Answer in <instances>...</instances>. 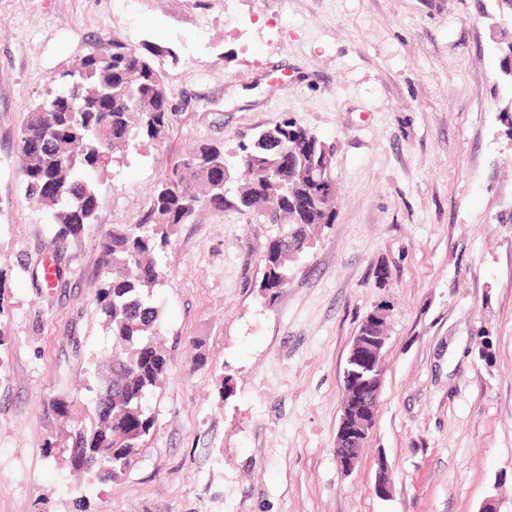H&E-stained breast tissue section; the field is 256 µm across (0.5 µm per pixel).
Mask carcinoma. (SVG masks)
Listing matches in <instances>:
<instances>
[{
    "label": "carcinoma",
    "instance_id": "cac0c4a2",
    "mask_svg": "<svg viewBox=\"0 0 512 512\" xmlns=\"http://www.w3.org/2000/svg\"><path fill=\"white\" fill-rule=\"evenodd\" d=\"M105 53L86 55L74 70L62 73V90L27 113L18 134V154L28 198L55 207V238L77 239L99 207L90 174L98 157L128 149L139 136L166 135L175 111L160 53L131 51L112 37ZM335 146L296 119L266 129L234 153L205 143L189 152L156 186L147 210L135 224H118L99 243L106 280L98 292L104 326L119 354L101 389L112 388V410L94 406L90 423L62 428L74 457L103 458L112 480L88 476L100 484H118L136 464L140 449L155 432L147 407L150 394L165 381L168 358L157 340L160 310L154 290L164 276L161 255L175 228L200 208L216 212L265 211L267 224L278 226L263 253L260 288L270 298L288 282V263L310 248L322 227L335 223L336 186L327 182ZM236 170L237 184L226 173ZM79 399L53 398L48 412L70 420Z\"/></svg>",
    "mask_w": 512,
    "mask_h": 512
}]
</instances>
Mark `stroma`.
I'll return each mask as SVG.
<instances>
[{
	"label": "stroma",
	"instance_id": "1",
	"mask_svg": "<svg viewBox=\"0 0 512 512\" xmlns=\"http://www.w3.org/2000/svg\"><path fill=\"white\" fill-rule=\"evenodd\" d=\"M116 35L161 49L176 111L167 138L93 174L95 219L62 243L25 195L18 132ZM505 36L498 0H0V512H512ZM291 116L336 146L335 223L273 298L259 284L275 225L207 209L180 225L155 290L169 358L155 433L119 485L74 484L66 457L43 455V408L84 396L112 354L99 239L193 148L230 152ZM48 262L60 281L44 282ZM381 303L380 409L346 475L343 373Z\"/></svg>",
	"mask_w": 512,
	"mask_h": 512
}]
</instances>
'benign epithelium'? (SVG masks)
Segmentation results:
<instances>
[{"mask_svg":"<svg viewBox=\"0 0 512 512\" xmlns=\"http://www.w3.org/2000/svg\"><path fill=\"white\" fill-rule=\"evenodd\" d=\"M371 322L381 321L380 334L375 336L354 337L348 358L360 360L366 353L372 351L382 354L387 334L384 321L387 313H373L368 316ZM383 375L379 374L366 390H361L355 380L346 378L343 381L344 400L342 414L336 437V460L340 470L346 474L351 473L360 461L358 449L364 447L375 424L378 413L379 396L382 387ZM393 485V472L386 460L379 462L374 484L375 494L386 498L391 493Z\"/></svg>","mask_w":512,"mask_h":512,"instance_id":"7a95c632","label":"benign epithelium"}]
</instances>
